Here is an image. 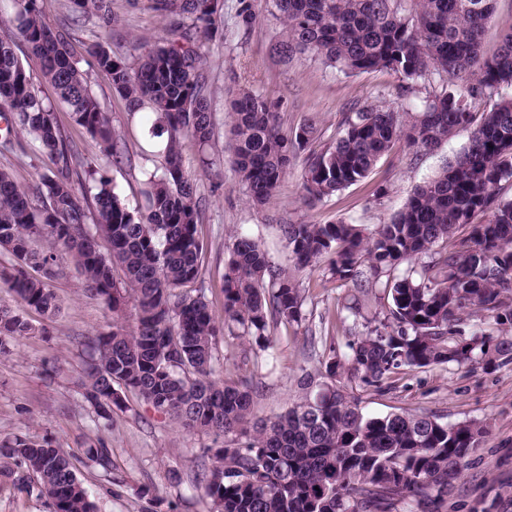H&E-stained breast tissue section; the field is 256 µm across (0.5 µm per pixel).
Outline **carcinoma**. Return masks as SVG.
I'll return each mask as SVG.
<instances>
[{
  "label": "carcinoma",
  "instance_id": "obj_1",
  "mask_svg": "<svg viewBox=\"0 0 512 512\" xmlns=\"http://www.w3.org/2000/svg\"><path fill=\"white\" fill-rule=\"evenodd\" d=\"M413 4L410 11L404 2ZM169 21L167 37L148 47L137 66L111 48H89L97 67L133 111L161 117L166 136L163 173L151 180L147 212L134 215L97 166L85 160L36 93L14 52L24 43L43 77L79 127L118 163L126 142L88 88L67 37L42 16L36 0H13L16 37H0V148L18 134L47 159L33 189L0 168V285L30 309L51 314L56 298L53 251L72 253L89 292L112 311V330L96 339L84 372V398L101 418L121 408L116 387L142 396L183 426L234 435L213 454L200 480L219 512H447L448 495L488 433L477 420L454 424L426 414L363 413L358 398L334 384L309 380L303 396L274 421L253 420L247 388L214 378L217 337L272 348L271 331L303 320V296L288 267L255 239L236 235L224 264V314L183 287L197 280L204 246L193 175L182 140L205 146L214 129L206 96L209 47L224 33L216 18L224 0H149ZM103 25L112 0H71ZM495 0H272L283 25L284 54H309L345 74L393 72L407 83L439 78L413 112L363 103L353 106L339 136L310 148L316 127L282 133L278 105L244 89L229 106L231 162L252 204L272 201L297 154L308 151L303 189L320 200L366 179L402 142L413 157L432 152L461 130L467 144L419 185L389 223L367 232L356 224H285L290 260L298 270L327 263L340 281L362 284L363 268L388 275V310L345 344L329 346L326 377L359 380L376 391L395 388L413 372L448 365L488 368L512 361V339L468 331L472 318L512 324V31L498 51L481 55V36ZM463 79L458 89L450 86ZM489 219L473 222L478 214ZM48 247L38 250L35 240ZM107 244L102 251L99 240ZM420 270L394 277L403 263ZM133 306L135 325L119 319ZM22 315L0 309V353L29 335ZM11 458L37 479L52 512H96L69 456L48 440H0Z\"/></svg>",
  "mask_w": 512,
  "mask_h": 512
}]
</instances>
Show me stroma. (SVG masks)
Wrapping results in <instances>:
<instances>
[{
  "label": "stroma",
  "instance_id": "35a3bbf8",
  "mask_svg": "<svg viewBox=\"0 0 512 512\" xmlns=\"http://www.w3.org/2000/svg\"><path fill=\"white\" fill-rule=\"evenodd\" d=\"M251 3L257 19L248 28L237 16L239 0H225L220 21L224 38L210 47L214 136L205 147L190 138L182 142L184 166L197 176L202 205L198 235L205 247L200 276L187 290L203 292L218 312L224 304L225 245L233 235H251L274 261L285 265L289 254L281 225L329 224L343 219L372 231L398 214L415 188L439 172L468 141L467 132L457 133L416 160L403 145H396L364 182L313 205L304 200V163L299 160L281 181L274 201L253 206L231 163L226 117V105L241 87L262 92L278 103L285 132L315 120L314 146L318 149L335 140L351 105L368 100L399 110L406 102L399 95L401 81L396 75L347 76L308 55L283 60L273 49L281 27L270 0ZM38 6L47 22L70 32L74 57L92 94L128 143V161L103 165V175L130 210L145 211L149 179L160 173L163 160L165 141L151 133L160 117L143 110L130 112L86 48L102 38L116 53L136 62L140 45L165 37V20L149 10L145 0H112L117 25L108 32L77 17L70 0H38ZM30 75L84 156L101 158L99 142L74 124L38 67H31ZM207 159L212 162L208 169L203 166ZM378 188L383 194L377 198L373 192ZM54 268L57 276L50 287L60 304L56 316L25 308L8 289L0 288V307L24 314L35 328L34 333L10 341L8 354H0V438L52 439L72 456L77 476L98 512H215L213 502L196 487L195 477L213 449L223 447L224 436L184 428L126 390L121 393L123 405L114 410L111 420L99 418L83 397L81 379L95 356L92 340L108 331L112 315L89 294L70 253L55 251ZM297 278L305 297L304 321L277 329L272 365L251 366L243 373L253 389L255 414L267 422L299 399L302 375L322 376L326 345L344 346L347 336L363 332L366 318L387 306L380 283L363 298L352 284L319 268L300 272ZM356 300L362 309L354 317L347 307ZM336 383L358 397L371 416L423 413L450 423L486 421L489 433L449 496L448 512H512V363L472 371L451 366L415 372L407 386L392 392H376L343 376ZM98 441L109 450V468L87 458L88 446Z\"/></svg>",
  "mask_w": 512,
  "mask_h": 512
}]
</instances>
